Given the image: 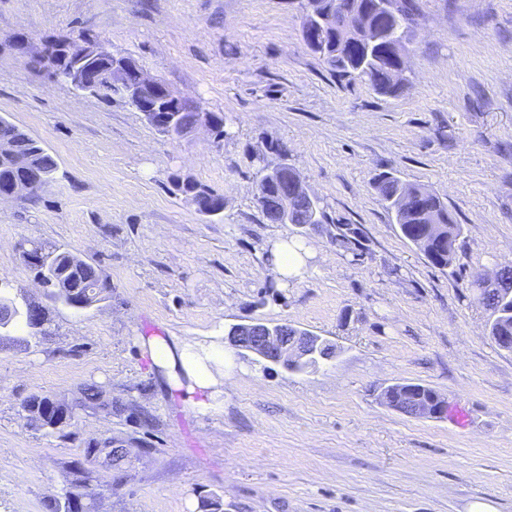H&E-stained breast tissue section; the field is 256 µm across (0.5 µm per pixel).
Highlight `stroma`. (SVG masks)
Listing matches in <instances>:
<instances>
[{
  "label": "stroma",
  "instance_id": "1",
  "mask_svg": "<svg viewBox=\"0 0 512 512\" xmlns=\"http://www.w3.org/2000/svg\"><path fill=\"white\" fill-rule=\"evenodd\" d=\"M418 3L406 84L383 96L309 52L297 0H0V117L58 163L34 201L0 204V291L40 296L25 239L100 264L112 284L87 310L48 304L41 335L0 348V512H54L79 461L92 512H204L212 498L223 512H512V352L467 291L472 273L512 266V0ZM82 31L223 113V138L164 137L20 50ZM270 140L321 199L322 230L257 208L254 155ZM383 171L429 186L457 217L454 270L401 235L373 186ZM176 176L222 194L223 213L202 216L172 191ZM338 224L362 228L359 259L332 243ZM279 238L319 250L285 288L265 260ZM257 321L325 337L338 355L302 373L236 356L223 409L203 415L162 389L142 347ZM402 381L436 390L448 413L382 404ZM92 384L112 413L83 406ZM31 395L71 405L68 426H30ZM105 438L129 450L119 467L83 459Z\"/></svg>",
  "mask_w": 512,
  "mask_h": 512
}]
</instances>
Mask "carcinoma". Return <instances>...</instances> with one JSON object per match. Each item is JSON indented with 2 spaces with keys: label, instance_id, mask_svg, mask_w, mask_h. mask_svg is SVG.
<instances>
[{
  "label": "carcinoma",
  "instance_id": "cac0c4a2",
  "mask_svg": "<svg viewBox=\"0 0 512 512\" xmlns=\"http://www.w3.org/2000/svg\"><path fill=\"white\" fill-rule=\"evenodd\" d=\"M322 8L327 10L326 27L323 37L326 52L320 59L327 66L330 74L339 78L359 79L367 83L380 95L394 96L401 86L390 82L388 71L397 61L398 49H403L414 37L415 16L418 12L416 0H392V9L388 17L378 18L374 15H362L359 7L362 0H321ZM348 14L356 17L358 22L367 26H382L387 37L378 47L360 58L353 57L342 41L337 39L339 28L335 20L340 15ZM179 114L180 125L186 129L196 126L200 112L198 104L187 99L168 97ZM0 143H8L13 149L26 157L23 165L0 154V194L8 192L12 184L23 179L49 184L54 181L58 170L56 159L47 152L39 141L18 128L10 121L0 117ZM272 160L262 161L257 170V191L271 202L277 201L279 183L277 174L269 175L267 171L280 166L284 156L288 155V146L280 141L270 147ZM380 201L391 214L394 223L398 224L403 236L415 243L424 238L431 247L430 263L441 269H450L457 260L458 241L463 234V225L459 224L454 214L448 210L440 197L421 184L402 181L391 172H381L374 182ZM192 190L199 198L197 211L203 216H211L214 207L223 204L222 195L198 182ZM423 194L429 201L431 212L419 213L415 204L417 194ZM323 207L311 202L302 195L288 199V213L283 222L295 224L303 229H310L324 223ZM336 249L354 256L362 252V233L350 224H339L336 235L332 236ZM32 245L42 249L49 259V267L64 275L75 288L86 289L93 283H100L98 293L89 302L102 301L112 292L109 281L103 279L100 265L89 262L80 256L60 248L57 245H46L34 241ZM492 286L479 292L476 300L488 312V336L498 347L512 350V267L504 266L493 275ZM402 387L407 389L405 400L410 402L419 397H429L433 389L412 382H405ZM128 450L118 446L111 448H95L91 445L84 449V457L89 461H97L108 468L120 465L127 457ZM69 486L90 489L91 476L81 465L70 471Z\"/></svg>",
  "mask_w": 512,
  "mask_h": 512
}]
</instances>
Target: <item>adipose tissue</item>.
I'll return each mask as SVG.
<instances>
[{
    "instance_id": "obj_1",
    "label": "adipose tissue",
    "mask_w": 512,
    "mask_h": 512,
    "mask_svg": "<svg viewBox=\"0 0 512 512\" xmlns=\"http://www.w3.org/2000/svg\"><path fill=\"white\" fill-rule=\"evenodd\" d=\"M315 255V247L303 241L280 240L271 245L268 260L277 287L302 277ZM147 347L166 387L178 391L189 407L202 414L223 408L224 377L233 368L234 357L221 342L154 337L148 339Z\"/></svg>"
}]
</instances>
